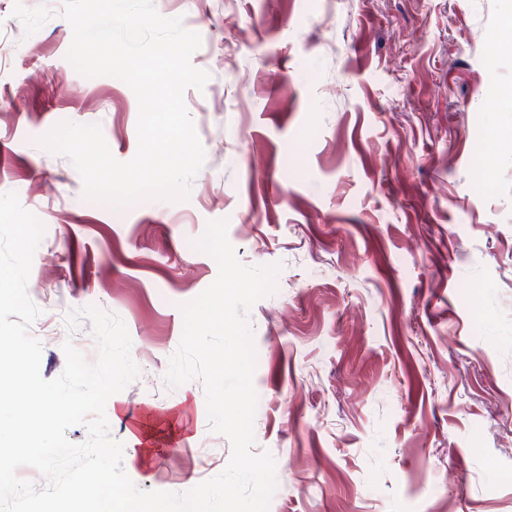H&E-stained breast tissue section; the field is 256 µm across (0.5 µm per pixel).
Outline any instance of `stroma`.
Here are the masks:
<instances>
[{"mask_svg": "<svg viewBox=\"0 0 512 512\" xmlns=\"http://www.w3.org/2000/svg\"><path fill=\"white\" fill-rule=\"evenodd\" d=\"M200 35L210 78L185 104L205 151L188 200L86 199L40 138L100 125L120 161L138 104L67 58L49 0H0V193L45 231L28 326L97 358L94 306L119 317L140 374L105 405L144 491L220 474L227 437L203 385L165 381L181 304L217 277L193 248L211 220L248 266L280 264L249 312L253 453L269 512H512V35L505 0H153Z\"/></svg>", "mask_w": 512, "mask_h": 512, "instance_id": "obj_1", "label": "stroma"}]
</instances>
